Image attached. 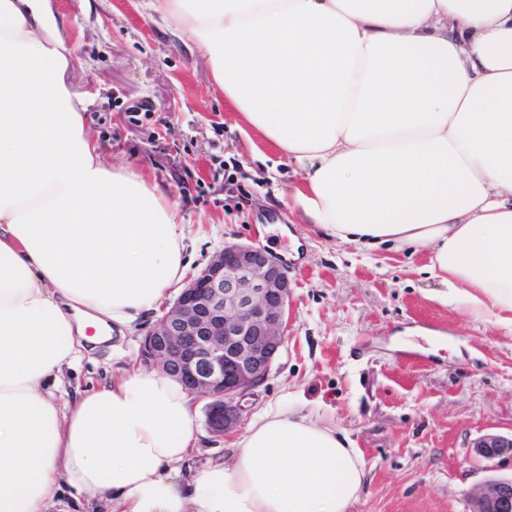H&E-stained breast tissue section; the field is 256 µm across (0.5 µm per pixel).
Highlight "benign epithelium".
Here are the masks:
<instances>
[{
  "instance_id": "obj_1",
  "label": "benign epithelium",
  "mask_w": 512,
  "mask_h": 512,
  "mask_svg": "<svg viewBox=\"0 0 512 512\" xmlns=\"http://www.w3.org/2000/svg\"><path fill=\"white\" fill-rule=\"evenodd\" d=\"M292 282L282 263L249 244L215 253L145 337V362L209 399L206 426L222 437L243 420V401L268 378L286 341ZM484 460L512 459V435L474 444ZM468 512H512V476L483 482Z\"/></svg>"
}]
</instances>
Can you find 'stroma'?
<instances>
[{"label":"stroma","mask_w":512,"mask_h":512,"mask_svg":"<svg viewBox=\"0 0 512 512\" xmlns=\"http://www.w3.org/2000/svg\"><path fill=\"white\" fill-rule=\"evenodd\" d=\"M72 50L71 92L105 158L167 187L190 232L192 271L228 243L260 246L294 284L287 340L247 404L254 416L290 384L360 448L370 481L349 512H467L512 461L475 457L482 435L512 433V331L440 303L427 251L326 239L286 202L300 185L260 135L244 140L209 66L147 0H51ZM146 113L133 115L137 105ZM153 312L70 371L74 387L142 365ZM202 431L191 473L232 463L245 433Z\"/></svg>","instance_id":"stroma-1"}]
</instances>
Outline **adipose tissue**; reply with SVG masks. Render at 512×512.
<instances>
[{"instance_id": "1", "label": "adipose tissue", "mask_w": 512, "mask_h": 512, "mask_svg": "<svg viewBox=\"0 0 512 512\" xmlns=\"http://www.w3.org/2000/svg\"><path fill=\"white\" fill-rule=\"evenodd\" d=\"M294 167L339 244L425 249L438 298L512 329V0H149ZM49 0H0V512H348L362 454L287 387L194 477L196 396L158 369L75 392L83 342L189 266L156 181L107 164Z\"/></svg>"}]
</instances>
